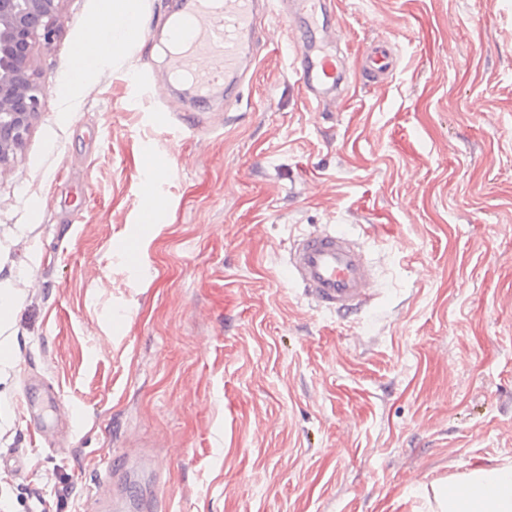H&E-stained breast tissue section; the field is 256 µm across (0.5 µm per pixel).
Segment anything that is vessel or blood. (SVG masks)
I'll list each match as a JSON object with an SVG mask.
<instances>
[{
  "instance_id": "b4317fda",
  "label": "vessel or blood",
  "mask_w": 512,
  "mask_h": 512,
  "mask_svg": "<svg viewBox=\"0 0 512 512\" xmlns=\"http://www.w3.org/2000/svg\"><path fill=\"white\" fill-rule=\"evenodd\" d=\"M301 31L298 54L306 99L323 103L347 86L343 57L329 44V0H179L169 36V70L200 94L243 84L245 62L259 40L271 6ZM397 55L385 41L373 44L365 70L374 80L393 74ZM286 273L318 308L342 315L361 310L374 295L375 270L358 241L342 232L302 234L288 250Z\"/></svg>"
}]
</instances>
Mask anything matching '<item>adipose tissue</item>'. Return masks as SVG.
Returning <instances> with one entry per match:
<instances>
[{
	"label": "adipose tissue",
	"mask_w": 512,
	"mask_h": 512,
	"mask_svg": "<svg viewBox=\"0 0 512 512\" xmlns=\"http://www.w3.org/2000/svg\"><path fill=\"white\" fill-rule=\"evenodd\" d=\"M461 484L459 492L450 484L434 489V512H512V464L472 469Z\"/></svg>",
	"instance_id": "adipose-tissue-1"
}]
</instances>
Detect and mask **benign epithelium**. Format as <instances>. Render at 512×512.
Here are the masks:
<instances>
[{"instance_id":"benign-epithelium-1","label":"benign epithelium","mask_w":512,"mask_h":512,"mask_svg":"<svg viewBox=\"0 0 512 512\" xmlns=\"http://www.w3.org/2000/svg\"><path fill=\"white\" fill-rule=\"evenodd\" d=\"M61 0H0V169L14 163L40 110L33 48L59 29Z\"/></svg>"}]
</instances>
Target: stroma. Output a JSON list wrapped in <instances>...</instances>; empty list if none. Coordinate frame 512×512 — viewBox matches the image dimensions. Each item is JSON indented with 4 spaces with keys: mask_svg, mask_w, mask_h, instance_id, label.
Segmentation results:
<instances>
[{
    "mask_svg": "<svg viewBox=\"0 0 512 512\" xmlns=\"http://www.w3.org/2000/svg\"><path fill=\"white\" fill-rule=\"evenodd\" d=\"M102 4L61 0L0 171V512H429L512 460V0H333L349 91L320 106L278 13L201 99L168 70L174 0H136L158 40L61 102ZM325 228L376 272L350 316L285 272ZM397 67V55L391 44L381 41L373 44L365 60L368 76L383 81L393 74Z\"/></svg>",
    "mask_w": 512,
    "mask_h": 512,
    "instance_id": "1",
    "label": "stroma"
}]
</instances>
